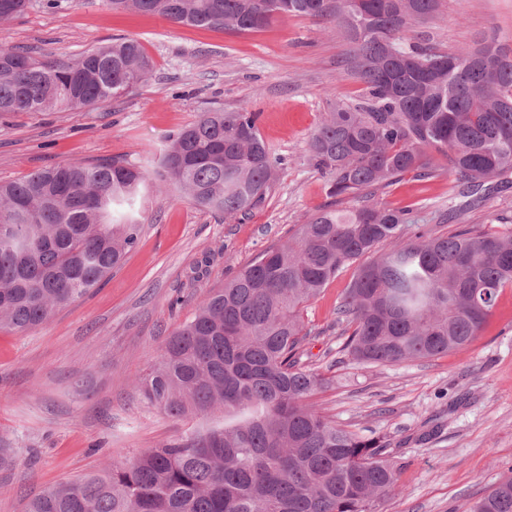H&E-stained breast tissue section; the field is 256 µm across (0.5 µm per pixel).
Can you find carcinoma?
I'll use <instances>...</instances> for the list:
<instances>
[{
    "mask_svg": "<svg viewBox=\"0 0 512 512\" xmlns=\"http://www.w3.org/2000/svg\"><path fill=\"white\" fill-rule=\"evenodd\" d=\"M337 21L365 85L312 133L313 165L350 209L311 213L292 240L263 251L169 337L138 379L148 403L185 419L222 417L178 440L112 459L99 472L44 489L26 512H373L399 493L386 441L341 428L309 399L330 378L303 360L302 311L344 269L353 277L332 313L339 353L397 364L467 348L512 287V229L478 224L438 235L410 210L373 202L407 174L428 179L430 152L472 198L512 176V60L495 38L440 52L403 33L438 0H106L176 25L238 33L280 15ZM29 0H0V17ZM152 63L117 38L75 58L40 60L0 48V114L95 107L142 83ZM258 116L211 109L180 130L153 170L115 160L59 164L0 182V328L27 331L75 302L137 245L151 178L226 218L266 198L284 158ZM469 512H512V476Z\"/></svg>",
    "mask_w": 512,
    "mask_h": 512,
    "instance_id": "carcinoma-1",
    "label": "carcinoma"
}]
</instances>
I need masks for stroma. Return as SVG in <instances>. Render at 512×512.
Masks as SVG:
<instances>
[{"mask_svg": "<svg viewBox=\"0 0 512 512\" xmlns=\"http://www.w3.org/2000/svg\"><path fill=\"white\" fill-rule=\"evenodd\" d=\"M497 36L512 45V0H440L414 23L413 42L444 51ZM118 37L138 39L153 63L143 84L96 108L0 115V181L99 159L153 168L165 141L201 111L259 113L260 133L288 166L264 203L227 218L176 190L151 193L136 247L111 278L37 328L0 330V512H25L46 487L178 438L187 422L152 407L137 386L169 336L260 252L291 238L307 214L331 205L308 141L337 101L363 92L350 46L334 25L283 16L249 33L172 25L104 0H32L0 21V48L73 56ZM379 190L392 208L444 211L454 192L448 163ZM512 219V185L456 225ZM353 276L345 270L311 300L307 362L331 378L313 402L348 430L383 437L401 464L399 495L374 512H469L512 471V288L500 294L465 350L400 364L342 357L331 315Z\"/></svg>", "mask_w": 512, "mask_h": 512, "instance_id": "obj_1", "label": "stroma"}]
</instances>
